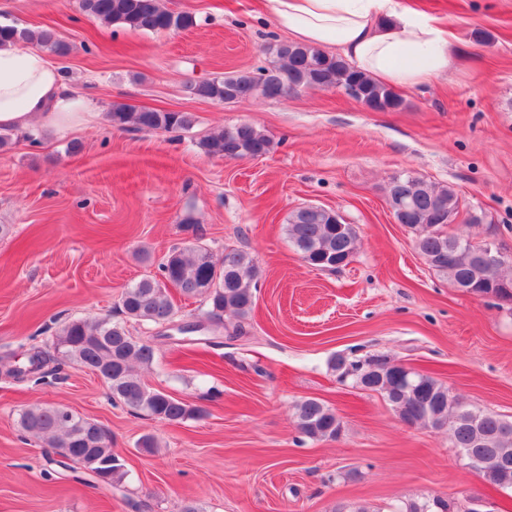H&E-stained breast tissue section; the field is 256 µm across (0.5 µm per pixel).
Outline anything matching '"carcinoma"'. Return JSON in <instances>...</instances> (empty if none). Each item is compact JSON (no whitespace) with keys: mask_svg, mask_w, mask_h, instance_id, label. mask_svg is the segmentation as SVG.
<instances>
[{"mask_svg":"<svg viewBox=\"0 0 512 512\" xmlns=\"http://www.w3.org/2000/svg\"><path fill=\"white\" fill-rule=\"evenodd\" d=\"M88 16L108 25L134 31H181L195 24L194 16L185 11L168 10L159 0H80ZM34 41L46 50L65 55L66 43L51 30L32 32L11 24L0 23V47ZM269 65L220 78L188 85L189 92L202 99L224 103V96L236 101L259 95L266 85L296 83L304 88L357 87L360 101L382 111L399 109L403 98L392 88L374 80L346 60L329 55L319 48L298 43H279L269 48ZM112 126L133 127L146 131L188 130L194 117L187 112L163 110L136 111L125 103L112 104ZM205 153L218 158L261 156L269 152L271 139L249 123H239L203 138ZM404 190L412 195L411 209L394 218L416 236V246L428 265L446 275L453 285L465 281L485 284L483 292H493L502 302H512V290L496 288L498 281L512 283L501 274V267L488 269L474 263L458 236H448V215L459 213V199L448 187L431 186L411 175L402 174ZM287 234L302 260L319 270H336L346 265L354 254L356 231L350 224H333L327 215L310 206L294 211L288 218ZM162 277L143 278L125 289L119 310L125 321L114 322L109 316L98 319H73L58 329L54 349L59 360L69 361L89 371L112 370V396L126 406L143 411L163 423H182L202 414L166 393L149 389L137 368H150L155 348L130 335L126 322L164 324L175 316L169 289L185 298L203 299L206 315L222 322L229 313L237 319L235 334L245 332L254 305L261 270L245 251L224 252L222 266H217L202 245L174 248L160 264ZM393 360L384 355L350 359L334 356L331 368L342 379L368 391L376 392L388 402L398 418L413 426L448 430L454 447L466 462L481 461L476 474L500 489H512V421L488 410L468 409L450 394L447 386L434 377L411 371L409 381H397L388 370ZM297 429L312 441L337 439L342 422L336 412L316 399L295 406ZM18 424L22 431L41 439L57 456H74V462L88 473L115 488L126 478L124 465L112 451V438L98 422L73 414L64 407L41 406L23 409ZM402 512H478L461 509L455 498L436 497L410 500Z\"/></svg>","mask_w":512,"mask_h":512,"instance_id":"cac0c4a2","label":"carcinoma"}]
</instances>
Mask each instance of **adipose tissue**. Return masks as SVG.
<instances>
[{
	"label": "adipose tissue",
	"mask_w": 512,
	"mask_h": 512,
	"mask_svg": "<svg viewBox=\"0 0 512 512\" xmlns=\"http://www.w3.org/2000/svg\"><path fill=\"white\" fill-rule=\"evenodd\" d=\"M296 42L338 49L377 81L418 86L447 74L456 48L452 31L399 8L396 0H267ZM85 111L56 64L39 47L0 49V128H72Z\"/></svg>",
	"instance_id": "obj_1"
}]
</instances>
